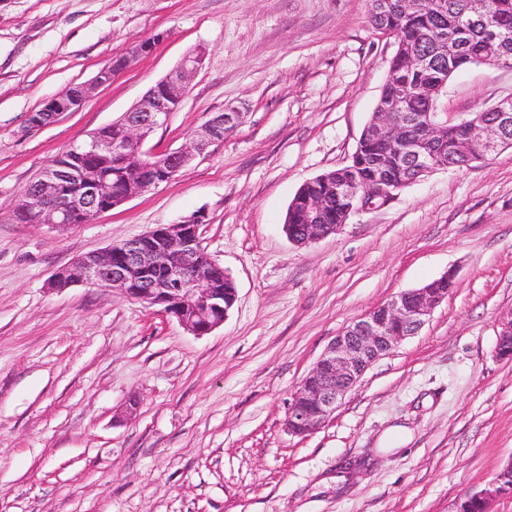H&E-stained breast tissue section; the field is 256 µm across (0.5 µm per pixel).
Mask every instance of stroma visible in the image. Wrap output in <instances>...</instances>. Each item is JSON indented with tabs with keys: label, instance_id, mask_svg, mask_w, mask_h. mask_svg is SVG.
I'll return each mask as SVG.
<instances>
[{
	"label": "stroma",
	"instance_id": "35a3bbf8",
	"mask_svg": "<svg viewBox=\"0 0 512 512\" xmlns=\"http://www.w3.org/2000/svg\"><path fill=\"white\" fill-rule=\"evenodd\" d=\"M368 0H0V512H451L512 458V148L429 174L337 234L283 229L305 182L347 165L396 47ZM154 39L76 112H30ZM202 67L152 135L185 146L215 113L241 123L175 178L70 227L22 224L19 195L58 153L120 119L190 50ZM512 95L473 65L438 111ZM202 213L201 246L237 300L205 336L91 284L47 287L76 258ZM425 327L299 437L291 395L330 341L448 270ZM364 459L348 486L339 466ZM496 357L500 360L512 362V314L504 318L501 330L498 333L495 348Z\"/></svg>",
	"mask_w": 512,
	"mask_h": 512
}]
</instances>
